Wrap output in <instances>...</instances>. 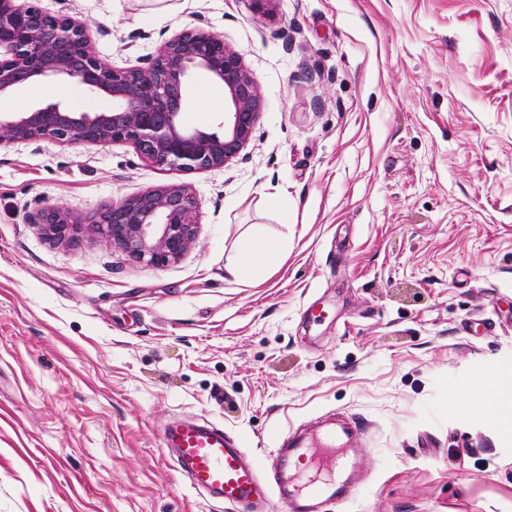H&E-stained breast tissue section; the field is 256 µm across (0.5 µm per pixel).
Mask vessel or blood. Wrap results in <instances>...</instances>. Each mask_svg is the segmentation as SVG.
<instances>
[{"mask_svg": "<svg viewBox=\"0 0 512 512\" xmlns=\"http://www.w3.org/2000/svg\"><path fill=\"white\" fill-rule=\"evenodd\" d=\"M359 429L348 417L324 432L288 438L271 472L261 457L247 454L215 426L179 420L169 424L163 438L192 488L238 512H273L277 502L286 512H328L330 505L347 500L357 483L350 453Z\"/></svg>", "mask_w": 512, "mask_h": 512, "instance_id": "b4317fda", "label": "vessel or blood"}]
</instances>
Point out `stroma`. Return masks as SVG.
Masks as SVG:
<instances>
[{"label": "stroma", "mask_w": 512, "mask_h": 512, "mask_svg": "<svg viewBox=\"0 0 512 512\" xmlns=\"http://www.w3.org/2000/svg\"><path fill=\"white\" fill-rule=\"evenodd\" d=\"M40 5L117 67L219 34L262 115L231 163L190 174L124 143L0 144V512H225L166 424L222 427L271 468L336 413L361 424L367 479L332 512H512V436L453 406L512 370V0ZM47 99L104 105L73 81L20 97ZM173 184L200 226L165 267L33 222ZM254 227L288 254L246 284L229 269Z\"/></svg>", "instance_id": "stroma-1"}]
</instances>
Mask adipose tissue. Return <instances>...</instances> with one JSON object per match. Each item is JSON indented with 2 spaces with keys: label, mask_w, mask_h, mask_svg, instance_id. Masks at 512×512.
Here are the masks:
<instances>
[{
  "label": "adipose tissue",
  "mask_w": 512,
  "mask_h": 512,
  "mask_svg": "<svg viewBox=\"0 0 512 512\" xmlns=\"http://www.w3.org/2000/svg\"><path fill=\"white\" fill-rule=\"evenodd\" d=\"M288 250L287 239L266 240L257 233L243 234L238 243V260L231 269L239 281H251L257 263L276 264ZM464 412L478 411L502 434L512 435V374L491 370L480 374L474 387L465 389L460 398Z\"/></svg>",
  "instance_id": "adipose-tissue-1"
}]
</instances>
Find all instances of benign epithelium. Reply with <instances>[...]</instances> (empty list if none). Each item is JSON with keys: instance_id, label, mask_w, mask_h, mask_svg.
I'll use <instances>...</instances> for the list:
<instances>
[{"instance_id": "1", "label": "benign epithelium", "mask_w": 512, "mask_h": 512, "mask_svg": "<svg viewBox=\"0 0 512 512\" xmlns=\"http://www.w3.org/2000/svg\"><path fill=\"white\" fill-rule=\"evenodd\" d=\"M195 77L224 92V112L213 127L183 123L188 82ZM60 79L83 85L109 105L79 112L45 100L5 112L0 114V142H121L154 167L191 173L236 158L261 117L255 77L219 35L186 28L165 41L147 66L119 68L95 53L85 23L48 12L35 0H0V98ZM38 224L51 242H72L87 224L131 261L164 267L194 244L199 205L188 187L164 186L84 219L52 206L42 211Z\"/></svg>"}]
</instances>
